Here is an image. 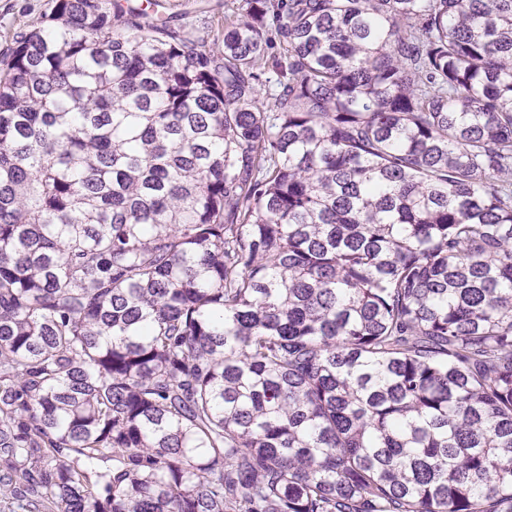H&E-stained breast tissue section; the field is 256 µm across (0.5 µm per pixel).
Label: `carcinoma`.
<instances>
[{
    "mask_svg": "<svg viewBox=\"0 0 512 512\" xmlns=\"http://www.w3.org/2000/svg\"><path fill=\"white\" fill-rule=\"evenodd\" d=\"M150 8L0 59V492L512 512V0ZM165 5L159 8L160 13L168 19L172 26H192L207 31L211 28L216 34L224 28V15L244 13L247 0H164ZM204 11V12H203ZM186 12V13H185Z\"/></svg>",
    "mask_w": 512,
    "mask_h": 512,
    "instance_id": "cac0c4a2",
    "label": "carcinoma"
}]
</instances>
